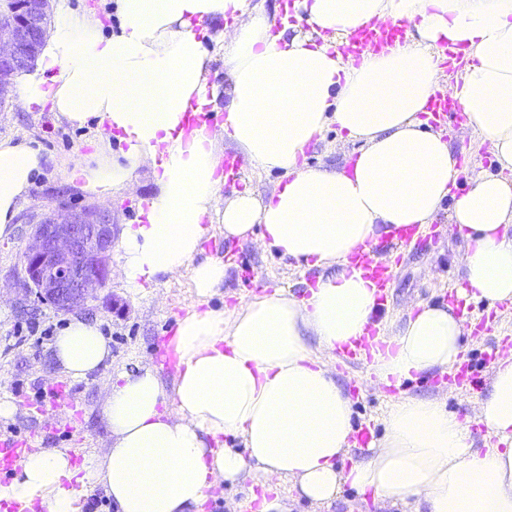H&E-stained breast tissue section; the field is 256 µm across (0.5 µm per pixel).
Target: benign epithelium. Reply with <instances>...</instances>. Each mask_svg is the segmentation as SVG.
Segmentation results:
<instances>
[{"instance_id":"benign-epithelium-1","label":"benign epithelium","mask_w":512,"mask_h":512,"mask_svg":"<svg viewBox=\"0 0 512 512\" xmlns=\"http://www.w3.org/2000/svg\"><path fill=\"white\" fill-rule=\"evenodd\" d=\"M47 0H8L0 13V106L11 77L31 62L48 23ZM113 224L101 211L75 212L66 206L34 226L25 248L26 284L36 297L61 311L82 308L105 286L110 270Z\"/></svg>"}]
</instances>
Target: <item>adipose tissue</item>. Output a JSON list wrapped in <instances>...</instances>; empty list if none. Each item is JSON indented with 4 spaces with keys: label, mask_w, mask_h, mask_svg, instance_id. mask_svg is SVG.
Returning <instances> with one entry per match:
<instances>
[{
    "label": "adipose tissue",
    "mask_w": 512,
    "mask_h": 512,
    "mask_svg": "<svg viewBox=\"0 0 512 512\" xmlns=\"http://www.w3.org/2000/svg\"><path fill=\"white\" fill-rule=\"evenodd\" d=\"M114 2L120 25L107 35L95 13L52 0L56 22L34 68L15 81L27 111L78 123L95 117L100 142L117 134L126 143L118 160L80 170L84 191L111 196L152 162L157 191L121 238L127 287L137 292L184 268L199 298L223 285V259L201 255L224 185L216 152L223 134L249 165L285 177L269 198L246 189L225 201V239L246 240L258 225L283 256L335 272L302 300L281 290L221 311H188L175 330L172 388L150 367L113 384L103 409L106 455L78 469L64 448L29 453L0 486V501L81 512L86 486L99 483L115 512H202L217 482L275 478L320 505L347 484L398 512H512V354L497 361L480 403L478 420L495 447L474 448L465 424L439 402L401 396L385 413L384 440L347 466L352 402L306 341L316 336L332 351L362 336L375 290L350 255L399 228L425 227L445 205L466 244L458 298L512 302V179L484 177L452 197L457 160L421 118L443 49H462L470 63L457 99L512 172V0H292L282 23L250 12L249 0ZM230 19L237 25L224 49V125L186 130L190 106L208 102L215 59L197 28ZM398 21L413 27L402 45L358 60L335 48L364 24ZM332 123L361 144L350 168L307 166L306 147ZM43 161L28 143L0 139V237L11 233ZM462 334L452 307L419 305L376 354L374 371L384 382L449 371ZM53 354L82 380L111 348L97 324L76 317ZM222 435L241 438L243 451L217 446Z\"/></svg>",
    "instance_id": "adipose-tissue-1"
}]
</instances>
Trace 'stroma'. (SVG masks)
I'll list each match as a JSON object with an SVG mask.
<instances>
[{
  "label": "stroma",
  "mask_w": 512,
  "mask_h": 512,
  "mask_svg": "<svg viewBox=\"0 0 512 512\" xmlns=\"http://www.w3.org/2000/svg\"><path fill=\"white\" fill-rule=\"evenodd\" d=\"M98 124L95 117L83 123H69L48 111H26L14 95L0 108V138L27 140L45 158L41 173L34 175L20 202L13 233L0 239V398L9 399L16 406L13 416L0 418V439L10 437L26 442L35 451L82 449V457L72 460L76 466L82 458L102 455L107 449L110 432L103 408L120 373L140 365L149 366L158 369L164 386H171L173 373L160 367L167 351L165 338L175 330L178 318L202 302L185 270L146 285L140 292L129 291L118 271L121 250L116 245L109 252L110 280L77 313L58 311L24 290L22 254L31 226L59 202H66L76 210L109 211L114 231L119 234L125 225L138 222L141 208L156 189L153 165L149 162L107 200L84 192L79 182L71 181V174L80 168L105 159L115 160L120 155V144L114 142L106 148L99 144ZM444 134L454 154L468 156L470 162L456 180L455 194L465 193L472 178L499 175L491 144L479 132L463 123H449ZM358 147V142L348 139L345 132L331 124L322 139L306 149V162L312 167L336 170L345 166ZM283 179L279 171L246 164L238 177L227 180L217 195L212 213L214 222L202 248L205 255L223 258L226 271L221 288L204 301L209 307H230L239 298L270 294L279 289L304 299L315 287L320 269L280 256L257 233L246 242L225 239L224 227L219 223L224 202L233 190L248 183L267 197ZM378 244L393 263V285L384 310L376 312L374 319L380 334L391 336L418 304L447 303L449 289L461 282L465 246L444 210L418 235L414 244L401 246L386 235L379 238ZM75 316L96 323L112 353L97 372L82 381L72 380L57 363L52 337L43 339L26 333L35 322L51 328L53 333L59 332ZM509 339H512V302L492 304L484 299H472L468 304L460 359L477 385L467 391L451 386L447 375L437 371L420 373L389 387L377 380L367 362L345 363L328 351L321 352L320 357L352 401L354 428L373 425L374 440H382L385 435L383 417L391 398L404 394L443 402L448 411L467 421L475 447L482 449L489 439L485 427L476 422L475 411L478 401L490 389L494 368L490 356L501 353ZM59 386L69 390L72 404L54 401L52 391ZM263 496L281 498L287 512H393L392 508L373 503L371 497L360 495L347 485L342 486L331 505L318 506L300 497L292 483L275 481L266 490L248 479L213 488L203 512H259V499Z\"/></svg>",
  "instance_id": "35a3bbf8"
}]
</instances>
